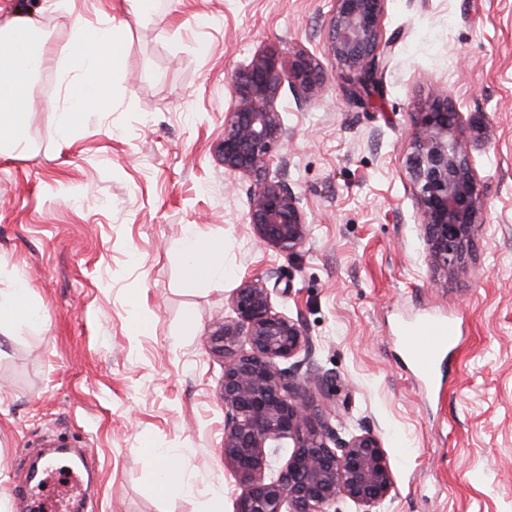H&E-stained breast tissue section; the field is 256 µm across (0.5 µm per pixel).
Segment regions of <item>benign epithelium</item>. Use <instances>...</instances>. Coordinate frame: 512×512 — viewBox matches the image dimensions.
<instances>
[{
    "mask_svg": "<svg viewBox=\"0 0 512 512\" xmlns=\"http://www.w3.org/2000/svg\"><path fill=\"white\" fill-rule=\"evenodd\" d=\"M386 0H333L326 48L350 96L361 101L378 88ZM288 80L296 94H311L320 78L304 52L285 59L257 53L230 77L232 105L216 146L224 170L253 179L248 220L263 245L293 253L310 236L303 207L282 174L270 167L286 147L275 101ZM486 129L482 115L461 119L448 100L420 113L409 169L434 263L453 272L473 257L482 198L468 162V139ZM235 319L214 324L211 349L224 357L219 396L224 402V464L242 492L235 512H328L348 499L362 512L383 503L394 477L381 440L369 429L339 436L332 415L311 411L297 375L309 337L298 321L275 311L264 277H248L230 296ZM288 362L290 366L282 367ZM293 441L276 477L266 478L268 445Z\"/></svg>",
    "mask_w": 512,
    "mask_h": 512,
    "instance_id": "obj_1",
    "label": "benign epithelium"
}]
</instances>
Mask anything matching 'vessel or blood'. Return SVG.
I'll return each instance as SVG.
<instances>
[{
    "label": "vessel or blood",
    "instance_id": "b4317fda",
    "mask_svg": "<svg viewBox=\"0 0 512 512\" xmlns=\"http://www.w3.org/2000/svg\"><path fill=\"white\" fill-rule=\"evenodd\" d=\"M401 341L417 373L428 378L433 375L438 358L454 347L458 336L451 323L431 319L404 325ZM12 491L28 501L29 512H72V500L85 497V469L80 466L66 470L51 464L44 479L34 481L21 476Z\"/></svg>",
    "mask_w": 512,
    "mask_h": 512
}]
</instances>
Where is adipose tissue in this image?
<instances>
[{"label": "adipose tissue", "mask_w": 512, "mask_h": 512, "mask_svg": "<svg viewBox=\"0 0 512 512\" xmlns=\"http://www.w3.org/2000/svg\"><path fill=\"white\" fill-rule=\"evenodd\" d=\"M46 39L38 23L14 18L0 26V151L18 148L24 140L23 116L27 93L39 73ZM127 43L121 25L87 30L83 23L74 25V50L71 61L73 76L64 83L65 101L57 115L59 133H67L81 122L90 106L108 108L112 102V76L119 68ZM186 258L188 277H220L224 274L222 247L201 256L194 231H187L179 242ZM43 312L29 303L28 288L16 279L13 288L0 292V333L20 325H43ZM158 461L156 485L166 494L188 493L190 480L180 469L174 448L149 449Z\"/></svg>", "instance_id": "obj_1"}]
</instances>
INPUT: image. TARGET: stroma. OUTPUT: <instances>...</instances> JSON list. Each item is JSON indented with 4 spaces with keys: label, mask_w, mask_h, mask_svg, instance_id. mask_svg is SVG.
Here are the masks:
<instances>
[{
    "label": "stroma",
    "mask_w": 512,
    "mask_h": 512,
    "mask_svg": "<svg viewBox=\"0 0 512 512\" xmlns=\"http://www.w3.org/2000/svg\"><path fill=\"white\" fill-rule=\"evenodd\" d=\"M155 6L141 20L125 0H0L1 20L46 32L40 78L56 88L31 86L27 146L0 154V289L22 277L47 316L44 332L0 334V512H19L13 476L60 436L95 464L85 512H235L224 360L208 334L232 289L266 272L275 310L312 344L320 379L305 400L340 416L341 437L370 427L387 452L394 488L377 512H512V0H387L382 89L363 104L324 50L331 0ZM77 18L125 25L128 46L111 111L62 139L57 73ZM266 50L305 52L323 77L314 96L284 86L276 102L311 226L293 254L257 244L251 181L215 153L227 76ZM439 95L486 117L468 147L483 196L475 258L451 276L430 260L409 169ZM191 225L201 252L223 247V277L187 279ZM429 314L455 321L460 345L426 388L398 330ZM149 448L178 449L192 494L159 493Z\"/></svg>",
    "instance_id": "stroma-1"
}]
</instances>
